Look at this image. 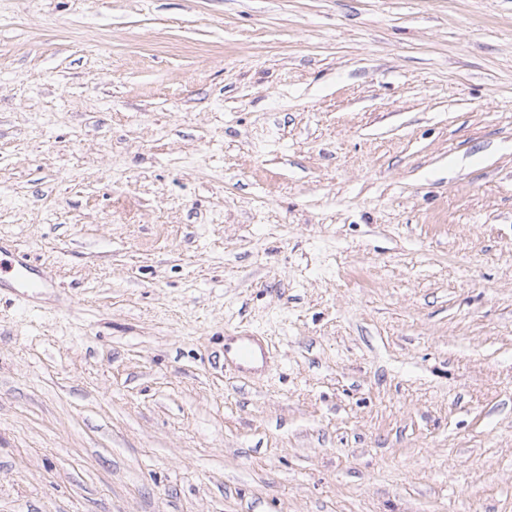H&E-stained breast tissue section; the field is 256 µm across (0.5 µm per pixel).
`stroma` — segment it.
Returning <instances> with one entry per match:
<instances>
[{"label":"stroma","mask_w":512,"mask_h":512,"mask_svg":"<svg viewBox=\"0 0 512 512\" xmlns=\"http://www.w3.org/2000/svg\"><path fill=\"white\" fill-rule=\"evenodd\" d=\"M0 241V512H512V0H0ZM16 249L7 248L0 244V271L5 273L12 272V279L18 282L21 288L35 290L45 288L50 285V279L45 272L36 274L28 265L20 262L16 258ZM268 346L262 336L244 333L242 336H228L224 339V362L243 376L252 374L266 365Z\"/></svg>","instance_id":"1"}]
</instances>
